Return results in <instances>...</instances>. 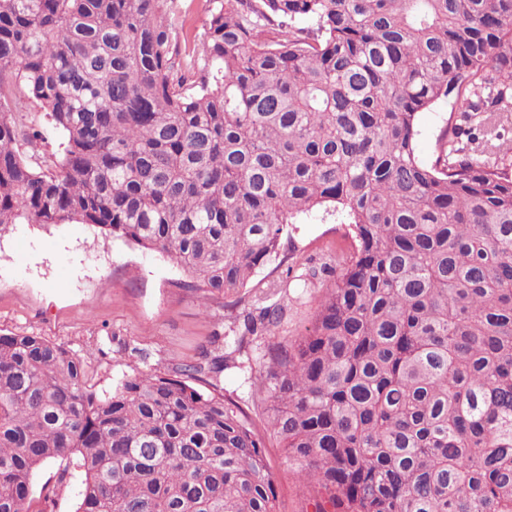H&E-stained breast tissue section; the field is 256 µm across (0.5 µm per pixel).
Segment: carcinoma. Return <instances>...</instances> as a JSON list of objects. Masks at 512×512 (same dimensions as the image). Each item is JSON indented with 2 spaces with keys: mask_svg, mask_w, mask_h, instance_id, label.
I'll return each mask as SVG.
<instances>
[{
  "mask_svg": "<svg viewBox=\"0 0 512 512\" xmlns=\"http://www.w3.org/2000/svg\"><path fill=\"white\" fill-rule=\"evenodd\" d=\"M0 0V230L92 224L232 295L323 210L352 227L306 333L255 377L315 512H512V174L462 145L512 112V0ZM309 25L302 26L300 22ZM454 139L415 156L419 113ZM37 104L64 135L22 159ZM231 317L235 353L100 396L85 361L0 335V512H278L250 415L216 379L281 320ZM65 461L34 491L42 466ZM205 3L203 0H176L175 39L181 50L193 46V39L203 31L206 21ZM451 101L439 102L433 108L422 112L416 124L414 150L417 159L426 165L434 162L444 143L445 131L450 135L453 114ZM83 474L75 466L70 467V477L58 492L53 512H72L75 509L77 498L82 488Z\"/></svg>",
  "mask_w": 512,
  "mask_h": 512,
  "instance_id": "1",
  "label": "carcinoma"
}]
</instances>
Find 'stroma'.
<instances>
[{"instance_id":"obj_1","label":"stroma","mask_w":512,"mask_h":512,"mask_svg":"<svg viewBox=\"0 0 512 512\" xmlns=\"http://www.w3.org/2000/svg\"><path fill=\"white\" fill-rule=\"evenodd\" d=\"M174 13L178 46H192L206 21L203 0H175ZM452 122L447 101L419 115L414 150L421 163L434 162ZM286 230L287 264L261 267L239 291L247 300L264 294L280 303V323L254 344L242 368L194 383L237 401L260 431L262 405L253 397L252 381L265 367L270 345L302 336L310 326L330 279L308 278V271L349 243L348 225L317 213ZM289 270L298 276L293 288L284 295L268 293V285ZM186 279L165 254L90 224H15L0 232V334L37 335L64 345L86 361L89 386L106 396L137 373L198 362L211 336H218L221 351L234 349L225 297L186 287ZM265 455L276 479L279 512H306L310 489L275 438H267Z\"/></svg>"}]
</instances>
